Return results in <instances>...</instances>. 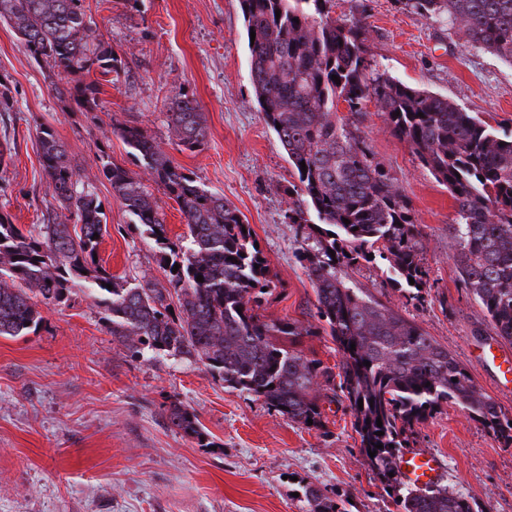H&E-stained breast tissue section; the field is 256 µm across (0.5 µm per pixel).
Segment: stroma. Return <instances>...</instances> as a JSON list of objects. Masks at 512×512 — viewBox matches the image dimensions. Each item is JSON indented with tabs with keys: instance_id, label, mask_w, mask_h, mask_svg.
<instances>
[{
	"instance_id": "stroma-1",
	"label": "stroma",
	"mask_w": 512,
	"mask_h": 512,
	"mask_svg": "<svg viewBox=\"0 0 512 512\" xmlns=\"http://www.w3.org/2000/svg\"><path fill=\"white\" fill-rule=\"evenodd\" d=\"M82 8L120 61L118 72L101 78L93 112L59 96L48 65L0 23V81L13 103L0 112V136L15 141L0 168V213L25 230L41 223L52 190L38 131L49 127L105 205L103 266L117 277L164 280L152 242L97 176L102 151L141 174L114 132L141 126L173 165L223 194L250 225L272 279L262 314L314 323L315 294L286 216L296 177L255 99L238 0H82ZM328 8L339 22L366 23L372 71L445 96L496 133H512L511 64L396 0H330ZM180 91L195 98L208 126L194 152L166 123L167 100ZM347 121L406 195L427 270L413 301L388 279L386 261L360 262L351 279L455 354L480 392L512 418V388L499 387L485 357L500 339L461 287L459 258L448 248L450 192L392 134L375 103ZM40 311L36 331L0 336V512H309L301 492L310 482L346 512H401L369 471L343 398H321L322 425L309 427L225 386L195 359L131 357L80 290ZM174 401L194 412L200 437L169 425L165 410ZM406 447L437 454L440 483L450 491L487 512H512V447L458 406L415 426Z\"/></svg>"
}]
</instances>
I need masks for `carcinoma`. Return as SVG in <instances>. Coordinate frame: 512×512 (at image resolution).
Wrapping results in <instances>:
<instances>
[{
  "label": "carcinoma",
  "mask_w": 512,
  "mask_h": 512,
  "mask_svg": "<svg viewBox=\"0 0 512 512\" xmlns=\"http://www.w3.org/2000/svg\"><path fill=\"white\" fill-rule=\"evenodd\" d=\"M327 2L239 0L245 31L256 33L248 44L256 100L298 180L288 189V220L300 237L297 256L314 289L319 329L340 356L338 373L294 348V338L313 334L314 326L268 320L258 312L272 280L251 230H242L238 210L173 166L153 138L130 125L114 133L148 179L179 205L186 233L169 238L143 179L105 153L98 156V173L154 242L166 281L131 283L94 259L107 228L104 206L81 182L66 146L52 130L41 128L42 167L54 204L43 223L26 232L0 214V336H25L40 326L43 317L32 297L59 303L78 287L132 356H191L225 385L263 399L292 421L322 425L321 391H340L369 469L400 497L402 512H481L446 487L408 484L397 468L406 433L445 404L460 407L506 446L512 445V419L479 392L447 348L357 287L345 272L371 254L387 261L398 283L412 278L416 289L426 276L421 234L409 218L403 191L372 161L364 142L338 115L339 105L355 113L375 102L393 134L448 187L455 202L450 246L460 258L461 280L496 336L509 343L512 137L497 135L446 97L369 74L363 52L368 28L330 17ZM397 2L424 18L448 21L471 47L512 64V0ZM0 20L11 24L26 51L47 62L62 81L116 70L118 58L89 27L81 0H0ZM334 75L340 82L332 80ZM56 91L91 110L98 81ZM166 118L179 145L204 146L207 127L194 99L174 95ZM199 275L204 281L196 280ZM168 416L184 433L201 436L187 407L173 402ZM379 430L383 435H376ZM378 444L383 448L375 449ZM304 495L313 512H341L314 483L305 486Z\"/></svg>",
  "instance_id": "obj_1"
}]
</instances>
